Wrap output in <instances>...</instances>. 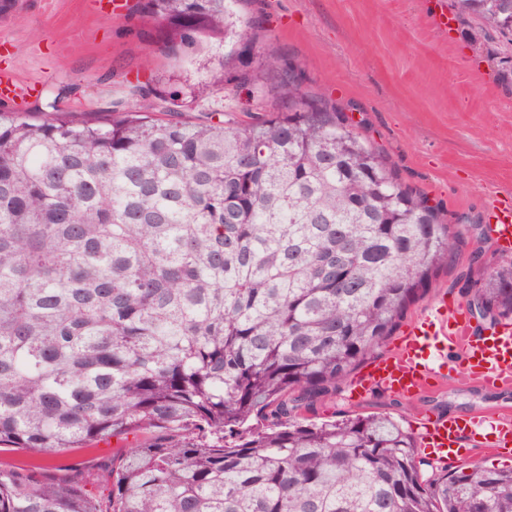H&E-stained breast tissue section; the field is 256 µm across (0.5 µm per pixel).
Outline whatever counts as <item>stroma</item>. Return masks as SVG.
I'll use <instances>...</instances> for the list:
<instances>
[{"instance_id": "stroma-1", "label": "stroma", "mask_w": 512, "mask_h": 512, "mask_svg": "<svg viewBox=\"0 0 512 512\" xmlns=\"http://www.w3.org/2000/svg\"><path fill=\"white\" fill-rule=\"evenodd\" d=\"M119 15L98 13L85 0H17L0 17V72L37 88L24 108L41 111L46 98L75 117H93L121 101L143 106L165 99L195 121L231 108L238 121L263 115L269 102L218 77L217 39L201 34L194 54H164L162 27L143 15L139 0H123ZM448 0H246V13L262 17L264 35L302 66L310 90L345 106L356 132L391 156L401 180L425 192L456 223L478 224L448 269L409 306L398 328L406 333L443 294L470 296L457 281L479 279L508 262L485 229L496 195L512 190V87L435 14ZM512 411V389L494 391L457 374L443 376L410 400L375 389L358 401L337 396L322 409L350 415L388 413L417 429L420 419L472 412ZM112 441L51 457L55 475L94 472L111 460Z\"/></svg>"}]
</instances>
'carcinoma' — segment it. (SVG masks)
I'll use <instances>...</instances> for the list:
<instances>
[{"label":"carcinoma","mask_w":512,"mask_h":512,"mask_svg":"<svg viewBox=\"0 0 512 512\" xmlns=\"http://www.w3.org/2000/svg\"><path fill=\"white\" fill-rule=\"evenodd\" d=\"M241 2L141 9L169 50L224 34L256 122L0 103V447L34 454L0 463V512H512V469L430 476L388 414L308 416L465 239ZM451 7L512 37V0ZM472 290L512 320V261ZM109 437L107 501L50 475Z\"/></svg>","instance_id":"1"}]
</instances>
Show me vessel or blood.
Here are the masks:
<instances>
[{"label": "vessel or blood", "instance_id": "vessel-or-blood-1", "mask_svg": "<svg viewBox=\"0 0 512 512\" xmlns=\"http://www.w3.org/2000/svg\"><path fill=\"white\" fill-rule=\"evenodd\" d=\"M496 248L512 250V197L496 201L486 216ZM492 389L512 386V327L476 332L464 306L438 297L412 325L394 353L376 359L355 380L351 394L381 387L403 397L431 389L447 365ZM499 450L512 446V416L475 414L466 419L441 417L426 423L422 446L443 461L463 445Z\"/></svg>", "mask_w": 512, "mask_h": 512}]
</instances>
